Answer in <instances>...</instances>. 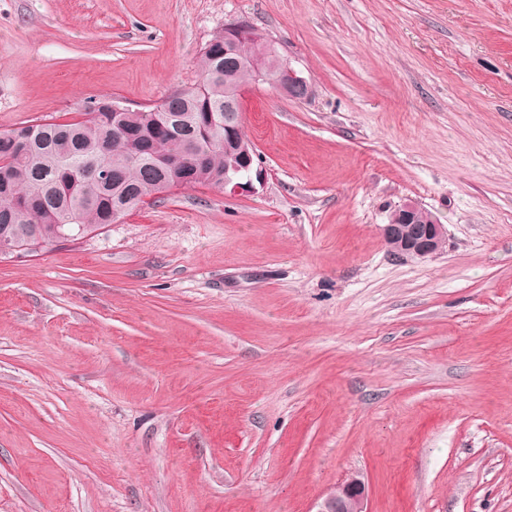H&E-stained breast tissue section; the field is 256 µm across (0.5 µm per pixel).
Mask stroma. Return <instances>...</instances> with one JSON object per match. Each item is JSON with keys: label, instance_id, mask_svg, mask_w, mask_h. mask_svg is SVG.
Instances as JSON below:
<instances>
[{"label": "stroma", "instance_id": "35a3bbf8", "mask_svg": "<svg viewBox=\"0 0 512 512\" xmlns=\"http://www.w3.org/2000/svg\"><path fill=\"white\" fill-rule=\"evenodd\" d=\"M241 19L313 87L248 84L255 192L0 256V512H512V0H0V132L158 105ZM381 230L385 244L397 255L426 258L440 251L445 240L443 225L412 201L395 209ZM365 483L350 475L336 486L318 505L315 512H368Z\"/></svg>", "mask_w": 512, "mask_h": 512}]
</instances>
